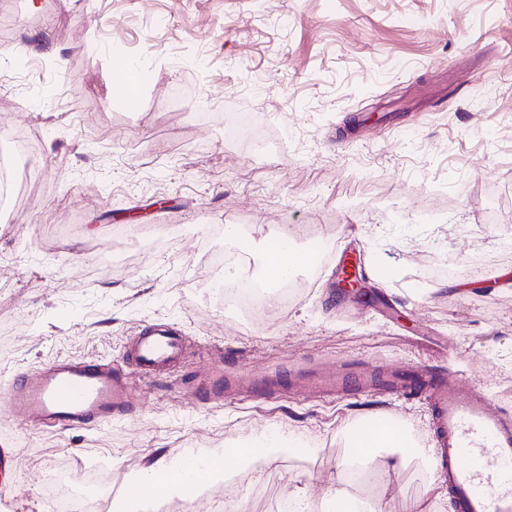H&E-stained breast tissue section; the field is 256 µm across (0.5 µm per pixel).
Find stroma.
I'll use <instances>...</instances> for the list:
<instances>
[{
  "label": "stroma",
  "instance_id": "1",
  "mask_svg": "<svg viewBox=\"0 0 512 512\" xmlns=\"http://www.w3.org/2000/svg\"><path fill=\"white\" fill-rule=\"evenodd\" d=\"M0 0V147L38 138L32 195L0 223V512H55L46 474L87 495L129 488L155 459L276 431L302 453L240 464L251 512L340 481L347 430L398 416L435 445L424 398L294 392L301 366L357 359L466 379L512 421V0ZM38 40L49 71H24ZM133 64L136 102L110 97ZM251 113L268 149L230 144ZM260 261L276 226L325 225L331 262L287 308L241 326L206 286L224 227ZM359 255L370 304L344 301L337 246ZM469 282L461 293L451 283ZM177 330L175 368L142 376V327ZM96 361L134 395L112 421L44 428L9 386L58 360ZM275 382L205 400L212 376ZM440 480L408 455L377 497L419 512Z\"/></svg>",
  "mask_w": 512,
  "mask_h": 512
}]
</instances>
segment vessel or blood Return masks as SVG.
Instances as JSON below:
<instances>
[{
  "mask_svg": "<svg viewBox=\"0 0 512 512\" xmlns=\"http://www.w3.org/2000/svg\"><path fill=\"white\" fill-rule=\"evenodd\" d=\"M181 342L172 332L144 328L132 362L148 374L175 362ZM266 376L247 372L233 381L216 377L208 400L225 391L261 396L271 391ZM293 390L322 398L364 393H424L434 411L438 469L452 492L457 512H512V424L505 422L466 380L453 374L389 366L380 376L356 360L324 364L291 379ZM130 392L124 377L105 365L62 360L52 368L21 377L10 391L13 412L49 428L76 427L108 420L126 410Z\"/></svg>",
  "mask_w": 512,
  "mask_h": 512,
  "instance_id": "obj_1",
  "label": "vessel or blood"
}]
</instances>
